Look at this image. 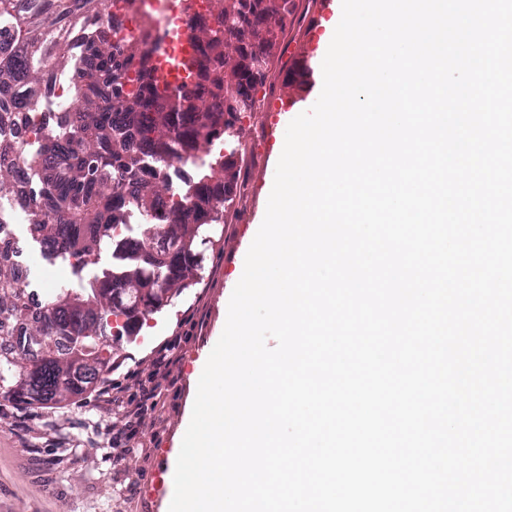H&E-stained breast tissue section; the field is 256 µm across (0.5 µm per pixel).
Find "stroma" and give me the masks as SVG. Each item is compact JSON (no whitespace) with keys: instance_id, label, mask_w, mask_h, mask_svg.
Here are the masks:
<instances>
[{"instance_id":"1","label":"stroma","mask_w":512,"mask_h":512,"mask_svg":"<svg viewBox=\"0 0 512 512\" xmlns=\"http://www.w3.org/2000/svg\"><path fill=\"white\" fill-rule=\"evenodd\" d=\"M247 188L207 250L201 281L150 315L136 341H107L112 369L83 397L40 407L0 400V512H168L172 489L152 494L148 476L172 461L186 432L197 390V368L226 323V306L264 219L268 192L256 184L277 157L267 156L266 115L243 122ZM39 289H79L111 262L74 272L45 260L27 225L16 227ZM175 341L169 373L156 372L157 348Z\"/></svg>"}]
</instances>
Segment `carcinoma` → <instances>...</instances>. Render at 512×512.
Wrapping results in <instances>:
<instances>
[{
  "mask_svg": "<svg viewBox=\"0 0 512 512\" xmlns=\"http://www.w3.org/2000/svg\"><path fill=\"white\" fill-rule=\"evenodd\" d=\"M105 0H0V202L18 192L15 167L27 175L31 230L43 257L86 266L105 249L112 267L81 293L60 288L30 308L31 280L15 270L0 241V332L18 339L0 348V398L60 406L89 392L109 370L103 339L115 320L136 336L150 314L196 284L200 247L215 246L247 173L239 156L212 153L240 138L243 119L280 86L299 96L313 76L303 52L286 59L285 38L299 22L297 0H210L209 15L185 7L196 57L195 81L156 82L159 38L110 41ZM71 108L19 138L22 115L39 110L57 70L75 47ZM175 190L167 168L196 163ZM136 213L122 245L112 229Z\"/></svg>",
  "mask_w": 512,
  "mask_h": 512,
  "instance_id": "1",
  "label": "carcinoma"
}]
</instances>
